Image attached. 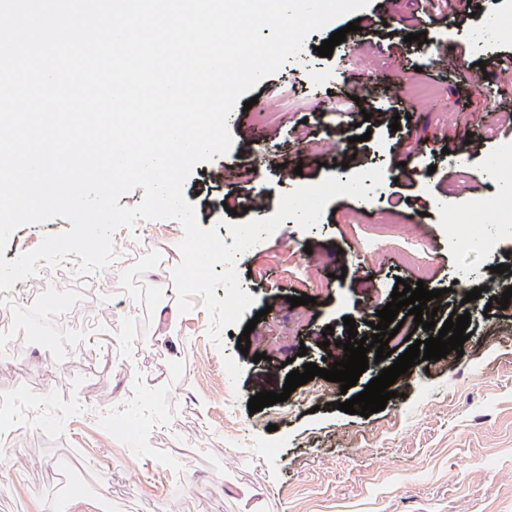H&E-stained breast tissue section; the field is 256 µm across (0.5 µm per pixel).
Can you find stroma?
I'll use <instances>...</instances> for the list:
<instances>
[{"instance_id": "obj_1", "label": "stroma", "mask_w": 512, "mask_h": 512, "mask_svg": "<svg viewBox=\"0 0 512 512\" xmlns=\"http://www.w3.org/2000/svg\"><path fill=\"white\" fill-rule=\"evenodd\" d=\"M469 4L475 16H465ZM491 14L512 16V0H370L310 33L283 65L286 81L256 85L252 108L236 104L246 117L230 128L231 151L197 164L184 186L191 204L201 202V181L210 200L227 201L206 222L220 237L229 221L272 216L298 186L384 172L366 206L334 198L312 228L285 220L238 259L241 287L254 298L243 318L257 322L248 353L237 347L242 324L221 340L209 336L201 297L179 312L172 272L181 236H147L145 220L114 233L115 256L100 272L63 276L38 263L26 281L33 299L51 290L66 298V319L43 315V332L29 328L27 306L0 291V312L16 315L0 343V419L10 420L0 428V512H92L104 501L112 512H512V305L464 300L476 287L501 296L512 282V227L498 228L489 245L467 241L482 203L499 191L489 166L512 144V77L498 73L512 41L480 53L471 39ZM350 21L362 26L359 45L318 56ZM422 31L427 43L406 42ZM444 45L456 58L441 69L430 51ZM392 78L402 79L400 90L386 91ZM360 111L371 119L358 127ZM350 147L355 159L336 165ZM286 166L302 172L284 176ZM242 194L260 198V208L236 213ZM461 197L470 205L448 224L437 202ZM378 224L402 232L380 242ZM70 227L62 218L23 225L4 257ZM413 239L431 267L427 289L443 292L429 302L436 323L452 310L471 316L463 355L411 367L393 385L396 398L366 418L334 404L363 391L380 373L374 364L348 392L334 382L314 399L303 385L249 412L251 396L282 392L304 363L330 368L348 338L345 317L359 335L372 334L397 279L417 282L396 256ZM307 246L316 282L301 290L303 264L279 257ZM500 264L508 270L499 275ZM304 294L311 304L291 306ZM328 326L338 344L327 349Z\"/></svg>"}]
</instances>
